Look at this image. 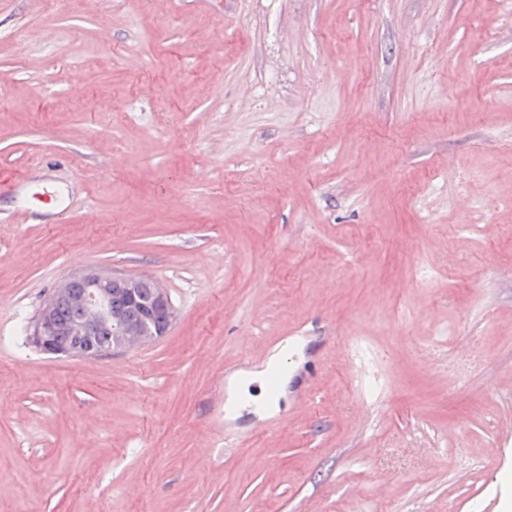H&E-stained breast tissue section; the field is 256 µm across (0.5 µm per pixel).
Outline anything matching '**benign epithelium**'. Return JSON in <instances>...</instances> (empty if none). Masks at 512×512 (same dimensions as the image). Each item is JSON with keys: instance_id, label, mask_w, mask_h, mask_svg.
Listing matches in <instances>:
<instances>
[{"instance_id": "1", "label": "benign epithelium", "mask_w": 512, "mask_h": 512, "mask_svg": "<svg viewBox=\"0 0 512 512\" xmlns=\"http://www.w3.org/2000/svg\"><path fill=\"white\" fill-rule=\"evenodd\" d=\"M151 296L144 300L138 277L90 269L65 280L45 302L31 326V342L52 355L94 361L107 352L104 336L112 347L127 350L164 336L175 317L172 300L161 285L149 283ZM65 299L80 309L77 323H65L56 314L57 302Z\"/></svg>"}]
</instances>
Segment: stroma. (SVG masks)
<instances>
[{
  "label": "stroma",
  "instance_id": "1",
  "mask_svg": "<svg viewBox=\"0 0 512 512\" xmlns=\"http://www.w3.org/2000/svg\"><path fill=\"white\" fill-rule=\"evenodd\" d=\"M35 165L73 215L0 223L9 512H512V0H0L1 208ZM89 269L168 334L36 350ZM290 336L312 399L225 448V366Z\"/></svg>",
  "mask_w": 512,
  "mask_h": 512
}]
</instances>
